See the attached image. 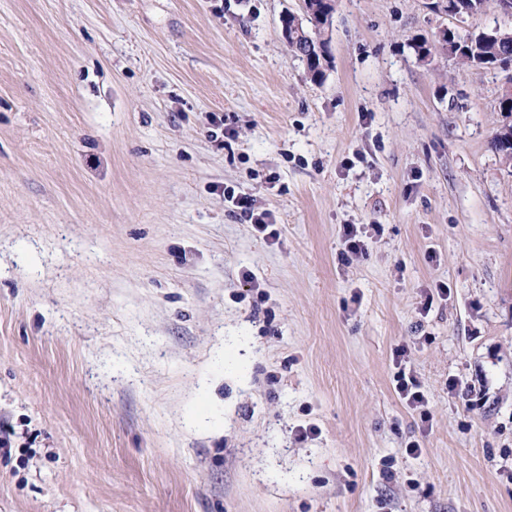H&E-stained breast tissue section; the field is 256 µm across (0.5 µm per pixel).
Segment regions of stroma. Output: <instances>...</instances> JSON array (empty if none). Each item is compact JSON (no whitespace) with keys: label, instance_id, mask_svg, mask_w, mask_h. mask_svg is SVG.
<instances>
[{"label":"stroma","instance_id":"obj_1","mask_svg":"<svg viewBox=\"0 0 512 512\" xmlns=\"http://www.w3.org/2000/svg\"><path fill=\"white\" fill-rule=\"evenodd\" d=\"M445 5L316 84L301 0H0V512H512L503 82L413 49L512 18ZM224 197L225 200L231 202L237 209H240L243 214H246L247 217H249L252 226L256 231L263 233L266 236V238H271L273 240H276L279 237L278 230L276 228H273L275 224L268 221L267 214H254V210H252V199H250L248 196H235L234 192L227 191V196L225 192ZM269 228L271 229L268 231ZM361 225L347 224L344 225L343 243L344 251L350 258H358L365 252V242L363 240L366 231ZM398 371L396 372V391L405 404L413 409L425 407L428 404L427 395L421 390L416 379L407 373V366L403 360L396 361Z\"/></svg>","mask_w":512,"mask_h":512}]
</instances>
